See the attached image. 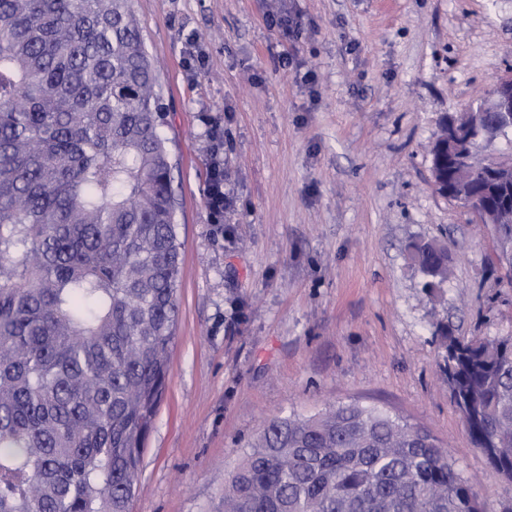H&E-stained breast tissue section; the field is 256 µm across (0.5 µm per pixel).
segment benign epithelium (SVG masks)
<instances>
[{
	"instance_id": "obj_1",
	"label": "benign epithelium",
	"mask_w": 512,
	"mask_h": 512,
	"mask_svg": "<svg viewBox=\"0 0 512 512\" xmlns=\"http://www.w3.org/2000/svg\"><path fill=\"white\" fill-rule=\"evenodd\" d=\"M509 127H512V72L500 77L493 94L468 112L448 116V123L431 149L435 191L448 196H467L466 181L448 178V170L463 173L478 165L480 148L492 144ZM488 175L500 195V205L481 209L477 222L497 229L502 224H512V158L501 159Z\"/></svg>"
}]
</instances>
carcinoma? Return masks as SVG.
<instances>
[{"mask_svg":"<svg viewBox=\"0 0 512 512\" xmlns=\"http://www.w3.org/2000/svg\"><path fill=\"white\" fill-rule=\"evenodd\" d=\"M165 119L131 0H0V512H131L178 318ZM408 251L448 280L444 246ZM437 332L469 433L511 464L512 339ZM224 512L488 509L428 430L348 403L270 420Z\"/></svg>","mask_w":512,"mask_h":512,"instance_id":"carcinoma-1","label":"carcinoma"}]
</instances>
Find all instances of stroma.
Wrapping results in <instances>:
<instances>
[{"instance_id":"1","label":"stroma","mask_w":512,"mask_h":512,"mask_svg":"<svg viewBox=\"0 0 512 512\" xmlns=\"http://www.w3.org/2000/svg\"><path fill=\"white\" fill-rule=\"evenodd\" d=\"M167 107L179 315L132 512H224L275 417L356 401L423 426L490 512L512 508L444 379L437 325L512 337L492 226L435 193L440 119L512 69V0H133ZM300 25L283 36L271 16ZM205 56L184 66L189 37ZM314 80L304 84L302 77ZM224 166L230 202L208 187ZM441 241L427 294L408 242ZM209 198L213 213L219 214L224 211V206L228 203V199L224 194V173L220 171V164L218 162L213 167Z\"/></svg>"}]
</instances>
